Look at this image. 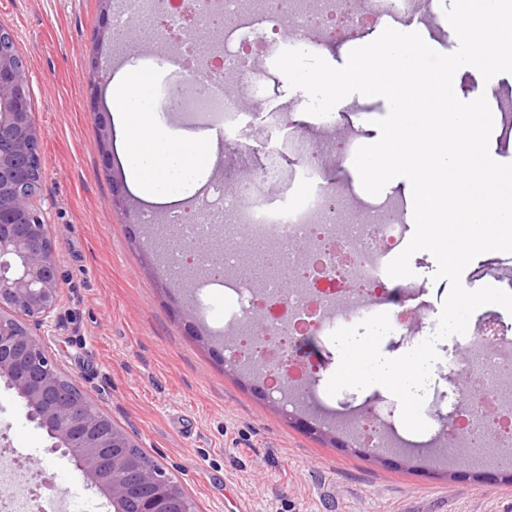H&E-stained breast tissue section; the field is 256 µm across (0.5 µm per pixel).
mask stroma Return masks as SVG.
<instances>
[{"label": "stroma", "mask_w": 512, "mask_h": 512, "mask_svg": "<svg viewBox=\"0 0 512 512\" xmlns=\"http://www.w3.org/2000/svg\"><path fill=\"white\" fill-rule=\"evenodd\" d=\"M0 26L13 32L24 60L41 135L43 179L33 204L48 224L61 293L45 348L181 485L197 512H512V466L475 463L471 447L454 448L459 464L449 466L433 453L440 441L432 430L410 432L400 416L384 429L391 451L357 445L351 430L359 413L397 399L380 385L328 395L340 363L331 340L336 323L315 335L317 372L296 407L268 400L263 374L226 366L225 344L238 327L234 292L200 284L194 274L177 284L159 275L161 227L141 223L148 203L133 194L117 147L105 152L99 143L101 128L111 124L115 72L146 65L162 87L180 78L179 69L158 64L152 50L134 42L99 43L112 26L101 0H0ZM274 62H262L269 81L252 111L283 113L284 137L301 132L347 145L337 163V198L351 209L368 200L353 158L377 141L374 122L388 113V102L352 94L330 118L309 115L306 92L291 88ZM453 87L464 101L496 90L512 94V74L487 81L464 66ZM410 267L414 292L395 291L379 306L411 314L381 341L391 358L436 325L449 293L447 281L433 278L431 253L416 252ZM461 283L470 291L486 285L512 292V253L477 256ZM489 318L508 321L512 313L481 306L465 334L438 344L429 382L433 427L447 423L448 395L458 386L452 358L466 357L467 337ZM51 444L0 381V500L28 498L32 512L52 499L68 512H111L107 498L51 453Z\"/></svg>", "instance_id": "1"}]
</instances>
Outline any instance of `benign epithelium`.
I'll return each instance as SVG.
<instances>
[{
  "label": "benign epithelium",
  "instance_id": "benign-epithelium-1",
  "mask_svg": "<svg viewBox=\"0 0 512 512\" xmlns=\"http://www.w3.org/2000/svg\"><path fill=\"white\" fill-rule=\"evenodd\" d=\"M0 28V379L26 417L53 440L51 451L99 486L113 512H191L190 497L162 468L136 464L130 434L93 411V397L47 355L41 336L60 305L57 263L46 223L31 205L41 179L39 133L29 76Z\"/></svg>",
  "mask_w": 512,
  "mask_h": 512
}]
</instances>
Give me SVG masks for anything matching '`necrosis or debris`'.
<instances>
[{
  "mask_svg": "<svg viewBox=\"0 0 512 512\" xmlns=\"http://www.w3.org/2000/svg\"><path fill=\"white\" fill-rule=\"evenodd\" d=\"M337 8V0H318L314 5L309 0H282L276 13L259 7L246 11L240 0H223L222 12L230 22L204 63L195 56L189 33L212 25L214 17L206 11L188 13L185 0H125L122 14L115 16L113 23L120 28L130 16L162 18L167 43L180 49L185 62L188 90L180 95V111L223 115L225 131L233 134L239 127L243 100L267 81L257 61L268 47L271 24L280 14L291 15L308 42L319 45L330 32L316 26L318 17L332 18L334 30L339 32L358 27L357 21L338 14ZM231 77L238 85L234 96L225 89ZM262 134L258 128L253 136L229 145L243 164L255 167L249 195L237 192L240 172L229 168L223 181L204 185L192 208L175 210L165 217L166 223L181 229L185 240L202 248L207 247L217 224L223 225L225 235H245L251 244L276 243L288 268L306 272L302 287L289 290L280 289L274 279L266 280L258 289L251 278H237L232 290L237 297L239 322L245 325L260 317L266 333L260 339L247 333L228 345L227 357L233 361L254 346L264 355L276 356L296 343L304 331L323 329L329 316L347 322L362 317L365 300L386 297L388 285L381 259L401 244L405 234L404 201L396 195L366 204L367 222L351 224L349 210L335 201L332 159L302 135L293 142L299 164L315 167L321 183L314 192L294 194L272 204L266 187L280 179V152L270 150L261 162H254L251 139ZM469 345L478 354V362L458 365L457 371L467 383L471 402L494 401L488 435L511 447L512 408L502 401V372L512 361V350L500 343L486 344L480 334L472 336Z\"/></svg>",
  "mask_w": 512,
  "mask_h": 512,
  "instance_id": "necrosis-or-debris-1",
  "label": "necrosis or debris"
}]
</instances>
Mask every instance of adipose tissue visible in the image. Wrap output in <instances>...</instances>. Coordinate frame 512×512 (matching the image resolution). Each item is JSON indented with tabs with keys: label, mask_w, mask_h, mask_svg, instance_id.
I'll return each instance as SVG.
<instances>
[{
	"label": "adipose tissue",
	"mask_w": 512,
	"mask_h": 512,
	"mask_svg": "<svg viewBox=\"0 0 512 512\" xmlns=\"http://www.w3.org/2000/svg\"><path fill=\"white\" fill-rule=\"evenodd\" d=\"M153 83L147 72L128 76L123 109L112 119L120 127L119 149L132 189L147 202L177 210L205 183L218 147L211 139L173 133L152 105Z\"/></svg>",
	"instance_id": "obj_1"
}]
</instances>
